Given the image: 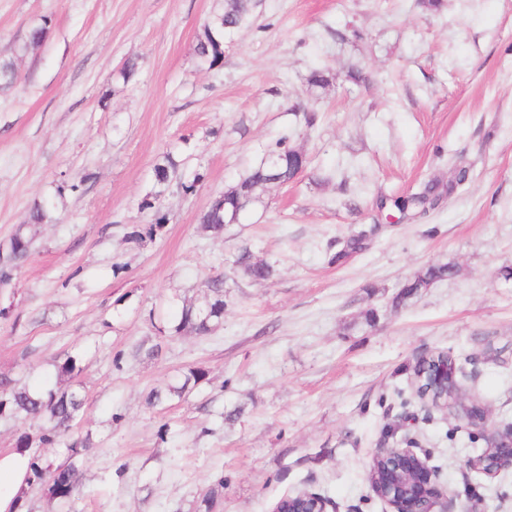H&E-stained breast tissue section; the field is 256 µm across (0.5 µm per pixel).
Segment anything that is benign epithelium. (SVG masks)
Segmentation results:
<instances>
[{
  "instance_id": "benign-epithelium-1",
  "label": "benign epithelium",
  "mask_w": 512,
  "mask_h": 512,
  "mask_svg": "<svg viewBox=\"0 0 512 512\" xmlns=\"http://www.w3.org/2000/svg\"><path fill=\"white\" fill-rule=\"evenodd\" d=\"M419 362L423 364L418 376L423 408L450 410L457 422L480 432L486 442L481 454L467 460L468 469L489 478L512 470V427L486 429L485 411L461 401L455 359L427 354ZM368 479L391 512H453L448 490L440 486L438 468L429 465L410 439L403 447L376 449ZM284 500L290 504L289 512H337L335 502L311 489L287 494Z\"/></svg>"
}]
</instances>
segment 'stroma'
<instances>
[{
  "mask_svg": "<svg viewBox=\"0 0 512 512\" xmlns=\"http://www.w3.org/2000/svg\"><path fill=\"white\" fill-rule=\"evenodd\" d=\"M441 3L260 0L210 69L195 47L222 0H0L18 72L0 88V244L22 224L33 238L0 286V375L35 386L82 354L72 386L92 445L74 512H196L219 475L220 512H271L309 487L339 512H389L367 474L404 418L455 512H512V471H467L484 440L424 412L413 385L418 357L450 353L465 402L512 425V0ZM38 25L47 38L25 49ZM128 60L135 76L113 78ZM316 68L331 81L313 91ZM283 136L305 171L222 236L206 231L201 213ZM169 152L201 178L142 209ZM458 156L472 173L449 200L380 224V197L448 178ZM38 202L50 223L29 224ZM157 212L155 238H130ZM361 229L369 248L333 262ZM243 247L270 280L233 273ZM436 263L456 275L394 307ZM218 275L223 320L172 335V311ZM190 365L207 371L197 388L147 405Z\"/></svg>",
  "mask_w": 512,
  "mask_h": 512,
  "instance_id": "stroma-1",
  "label": "stroma"
}]
</instances>
